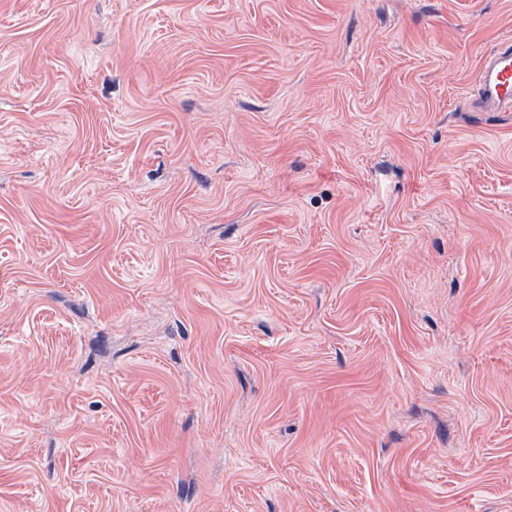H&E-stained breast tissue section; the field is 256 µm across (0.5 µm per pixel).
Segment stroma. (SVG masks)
Masks as SVG:
<instances>
[{
  "instance_id": "obj_1",
  "label": "stroma",
  "mask_w": 512,
  "mask_h": 512,
  "mask_svg": "<svg viewBox=\"0 0 512 512\" xmlns=\"http://www.w3.org/2000/svg\"><path fill=\"white\" fill-rule=\"evenodd\" d=\"M512 0H0V512H512ZM478 112L511 111L512 44L495 50L488 58L479 78Z\"/></svg>"
}]
</instances>
